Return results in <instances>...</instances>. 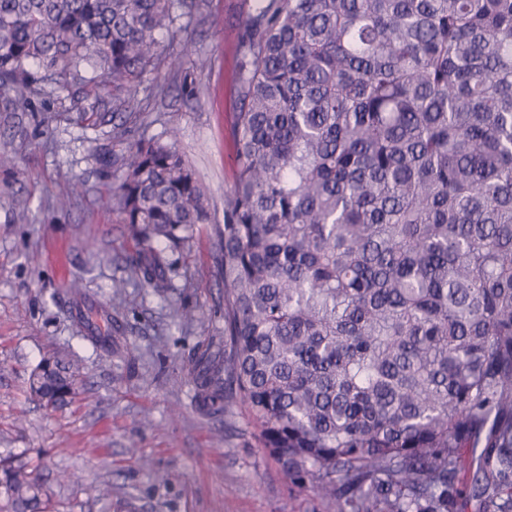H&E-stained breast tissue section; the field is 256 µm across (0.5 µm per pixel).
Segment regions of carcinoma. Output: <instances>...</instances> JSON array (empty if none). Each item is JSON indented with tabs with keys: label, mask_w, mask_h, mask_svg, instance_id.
<instances>
[{
	"label": "carcinoma",
	"mask_w": 512,
	"mask_h": 512,
	"mask_svg": "<svg viewBox=\"0 0 512 512\" xmlns=\"http://www.w3.org/2000/svg\"><path fill=\"white\" fill-rule=\"evenodd\" d=\"M184 0H0V84L101 78L133 112ZM237 163L214 225L224 341L189 357L208 414L244 412L330 512H512V0H258L242 24ZM117 209L132 275L211 223L174 143L136 141ZM78 366L30 393L67 405ZM45 487L0 458V512Z\"/></svg>",
	"instance_id": "cac0c4a2"
}]
</instances>
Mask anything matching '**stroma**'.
<instances>
[{
	"label": "stroma",
	"instance_id": "35a3bbf8",
	"mask_svg": "<svg viewBox=\"0 0 512 512\" xmlns=\"http://www.w3.org/2000/svg\"><path fill=\"white\" fill-rule=\"evenodd\" d=\"M253 8L208 0L177 39H162L138 110L98 126L76 112L111 109L107 88L85 86L77 103L47 82L23 109L0 88V457L28 465L49 492L47 512H327L312 483L267 456L240 412L200 409L186 371L198 347L224 338L213 226L236 166V44ZM200 57L207 68H196ZM141 138L176 139L213 216L189 251L169 254L173 287L163 297L129 273L135 244L113 200L123 171L107 177L98 163L101 151L119 157ZM75 180L79 193L59 204ZM186 309L194 321L181 319ZM106 334L112 349L92 343ZM54 352L80 372L72 401L56 410L28 384Z\"/></svg>",
	"mask_w": 512,
	"mask_h": 512
}]
</instances>
